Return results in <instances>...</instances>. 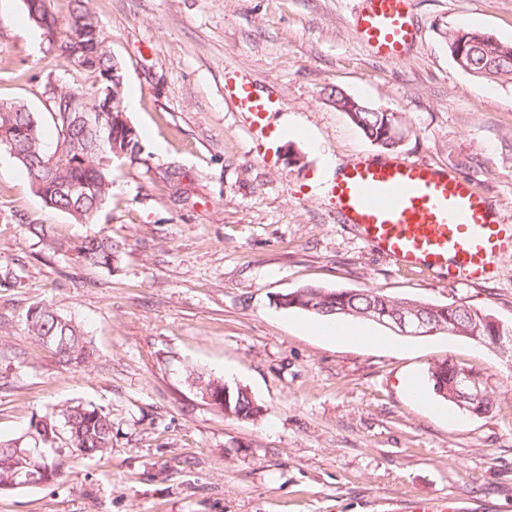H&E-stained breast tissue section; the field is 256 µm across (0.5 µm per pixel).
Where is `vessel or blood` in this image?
Instances as JSON below:
<instances>
[{"instance_id":"vessel-or-blood-1","label":"vessel or blood","mask_w":512,"mask_h":512,"mask_svg":"<svg viewBox=\"0 0 512 512\" xmlns=\"http://www.w3.org/2000/svg\"><path fill=\"white\" fill-rule=\"evenodd\" d=\"M411 0H358L353 26L377 57L405 58L417 38ZM228 103L262 129L269 100L248 80L228 84ZM343 223L397 267L431 270L454 283L477 285L512 258V225L501 223L471 180L426 163L366 159L346 166L332 187Z\"/></svg>"}]
</instances>
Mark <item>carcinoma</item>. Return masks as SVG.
<instances>
[{"label": "carcinoma", "instance_id": "1", "mask_svg": "<svg viewBox=\"0 0 512 512\" xmlns=\"http://www.w3.org/2000/svg\"><path fill=\"white\" fill-rule=\"evenodd\" d=\"M71 3L67 27L62 30L55 16L43 7V0H23L29 20L47 34L50 43L58 45L62 62L95 78L89 91L77 85L52 88L48 112L62 154L54 164H48V147L34 113L19 101L4 99H0V149L11 154L47 207L69 214L78 223H85L102 208L111 194L114 157L92 151L96 128L77 121L76 105L79 102L95 104L96 93L112 85L111 77L120 79L122 74L107 46L103 29L90 10L89 0H71ZM467 33L472 45L464 71L491 83L512 84V43L502 42L481 30L469 29ZM347 116L371 142L387 152H394L401 145V141L388 136L391 128H400L405 137L412 132L403 112H349ZM101 126L126 149L127 158H139L142 151L139 133L128 136L126 125L116 122L115 114L109 112L102 113ZM70 186L77 187L79 192L69 193ZM28 229L48 248L55 250L59 247L49 226L30 224ZM76 251L88 265L109 270L119 263L122 253L120 243L105 234L85 237L76 245ZM299 291L302 292L300 296L294 291L280 295L277 304L303 310L311 303L315 307L312 311L315 316H333L338 311L340 317L352 320H366L379 311L385 314L387 321L393 315L414 309L430 319L441 333L457 327L474 329L487 315L482 308L455 301L430 303L391 296L376 288L304 286ZM26 326L28 335L41 347L45 345L44 338L51 337L50 351L66 365L85 367L94 355L91 341L81 324L50 305L32 308L27 314ZM464 369L465 365L450 358L435 361L429 367L434 393L451 401L449 392L455 376ZM188 379L202 398L207 393H227L224 403L218 405L226 417L256 420L263 415V406L243 387L233 386L221 378L207 377L201 372L189 373ZM67 422L70 426L65 428V436L69 446L52 449L50 444L56 437V426ZM33 436L45 444L43 448L32 447L34 459L50 471L51 478L27 481V473L32 471L31 463L22 462L16 456V444L28 447L25 437L21 436L0 442L1 485L13 483L22 489L51 484L61 476L65 458L92 459L106 455L112 449V417L90 403L68 404L38 422Z\"/></svg>", "mask_w": 512, "mask_h": 512}]
</instances>
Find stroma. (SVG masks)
I'll return each mask as SVG.
<instances>
[{
	"label": "stroma",
	"mask_w": 512,
	"mask_h": 512,
	"mask_svg": "<svg viewBox=\"0 0 512 512\" xmlns=\"http://www.w3.org/2000/svg\"><path fill=\"white\" fill-rule=\"evenodd\" d=\"M356 0H91L122 67L128 119L142 145L118 161L109 199L89 223L47 209L0 149V440L58 407L93 404L112 418V450L69 458L59 482L0 495V512H404L454 500L460 512H512V359L462 337L389 335L330 341L313 318L277 308L301 286L376 288L460 300L512 324V260L486 284H452L398 268L336 218L323 174L385 158L330 90L406 113L397 160L463 168L512 224V84L457 67L443 34L474 28L512 43V0H412L418 38L400 61L375 58L352 27ZM22 0L0 8V98L38 116L60 84L93 76L60 66ZM248 76L287 103L254 141L224 82ZM303 154L299 164L291 153ZM177 188H170V180ZM30 224L62 242L48 250ZM103 232L121 242L112 270L74 249ZM48 304L96 349L65 366L28 336ZM452 358L487 378L498 402L460 414L429 395L428 368ZM195 369L245 387L261 420L225 417L185 379Z\"/></svg>",
	"instance_id": "stroma-1"
}]
</instances>
